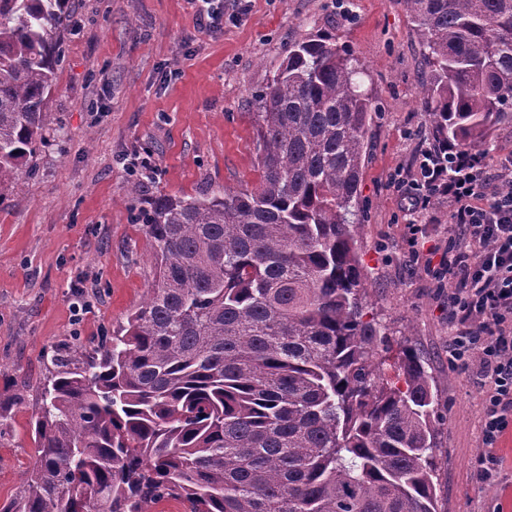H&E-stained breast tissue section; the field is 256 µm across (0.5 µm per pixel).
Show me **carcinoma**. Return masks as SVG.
<instances>
[{
	"label": "carcinoma",
	"mask_w": 512,
	"mask_h": 512,
	"mask_svg": "<svg viewBox=\"0 0 512 512\" xmlns=\"http://www.w3.org/2000/svg\"><path fill=\"white\" fill-rule=\"evenodd\" d=\"M70 0H0V187L52 146ZM438 139L512 122V0H403ZM327 36L258 94V185L142 211L155 276L120 331L54 351L13 512H436L446 418L420 353L364 319L354 249L376 106Z\"/></svg>",
	"instance_id": "obj_1"
}]
</instances>
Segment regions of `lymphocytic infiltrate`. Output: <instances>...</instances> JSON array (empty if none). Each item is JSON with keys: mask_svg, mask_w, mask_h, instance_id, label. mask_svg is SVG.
<instances>
[{"mask_svg": "<svg viewBox=\"0 0 512 512\" xmlns=\"http://www.w3.org/2000/svg\"><path fill=\"white\" fill-rule=\"evenodd\" d=\"M512 154L489 172L481 154L440 143L422 153L417 167V205L448 203L455 236L448 246V278L456 287L448 305L459 328L450 340L454 363H479L483 480H494L496 445L512 427Z\"/></svg>", "mask_w": 512, "mask_h": 512, "instance_id": "1", "label": "lymphocytic infiltrate"}]
</instances>
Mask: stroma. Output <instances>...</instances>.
<instances>
[{"instance_id":"obj_1","label":"stroma","mask_w":512,"mask_h":512,"mask_svg":"<svg viewBox=\"0 0 512 512\" xmlns=\"http://www.w3.org/2000/svg\"><path fill=\"white\" fill-rule=\"evenodd\" d=\"M71 3L79 26L64 34L47 106L61 124L57 143L21 184L0 191V401L12 406L11 435L0 441V512L33 464L26 423L53 349L100 344L153 280V250L135 214L159 196L255 186L256 95L289 44L318 34L363 69L380 108L354 248L370 316L393 350L420 352L447 418L437 436L438 512H512V431L498 443L499 480L481 482L484 380L449 355L457 325L448 316V204L410 203L417 160L436 140L418 92L422 50L401 0H223L211 27L187 0ZM80 286L94 309L79 321Z\"/></svg>"}]
</instances>
